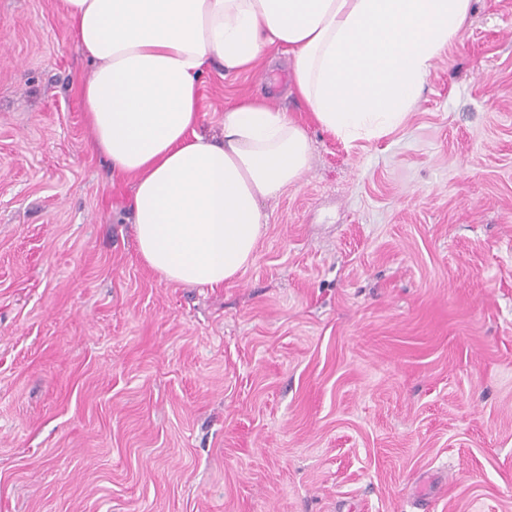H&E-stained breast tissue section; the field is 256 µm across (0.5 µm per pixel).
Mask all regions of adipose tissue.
<instances>
[{"mask_svg": "<svg viewBox=\"0 0 512 512\" xmlns=\"http://www.w3.org/2000/svg\"><path fill=\"white\" fill-rule=\"evenodd\" d=\"M93 66L79 87L93 146L132 183L139 260L161 279L217 288L252 261L264 200L311 161L305 129L244 97L203 132L200 78L244 73L269 50L324 130L351 142L406 119L473 0H57Z\"/></svg>", "mask_w": 512, "mask_h": 512, "instance_id": "obj_1", "label": "adipose tissue"}]
</instances>
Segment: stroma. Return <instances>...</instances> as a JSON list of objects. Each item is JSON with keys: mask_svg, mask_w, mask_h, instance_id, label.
<instances>
[{"mask_svg": "<svg viewBox=\"0 0 512 512\" xmlns=\"http://www.w3.org/2000/svg\"><path fill=\"white\" fill-rule=\"evenodd\" d=\"M55 0H0V512H512V0L345 142L289 62L202 77L312 143L219 288L139 262Z\"/></svg>", "mask_w": 512, "mask_h": 512, "instance_id": "1", "label": "stroma"}]
</instances>
